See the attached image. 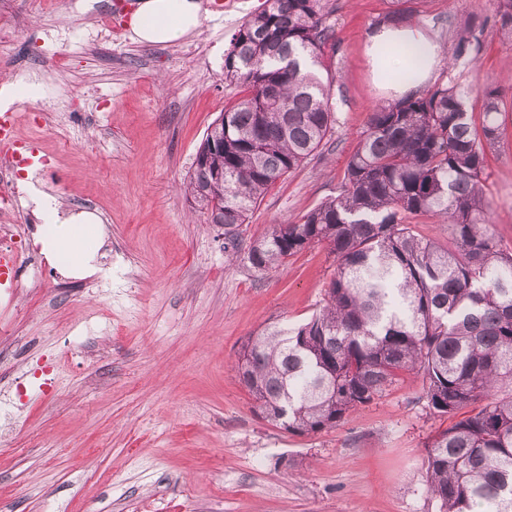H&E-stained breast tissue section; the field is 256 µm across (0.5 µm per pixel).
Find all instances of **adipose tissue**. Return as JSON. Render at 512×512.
Here are the masks:
<instances>
[{"instance_id": "1", "label": "adipose tissue", "mask_w": 512, "mask_h": 512, "mask_svg": "<svg viewBox=\"0 0 512 512\" xmlns=\"http://www.w3.org/2000/svg\"><path fill=\"white\" fill-rule=\"evenodd\" d=\"M203 19L200 0H138L129 24L138 41L169 45L197 29ZM367 55L372 71L393 96L402 97L423 86L440 61V47L424 32L412 28H382L370 37ZM43 247L74 272L87 270L102 240L91 212L70 216L48 209Z\"/></svg>"}]
</instances>
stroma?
<instances>
[{
    "label": "stroma",
    "instance_id": "1",
    "mask_svg": "<svg viewBox=\"0 0 512 512\" xmlns=\"http://www.w3.org/2000/svg\"><path fill=\"white\" fill-rule=\"evenodd\" d=\"M133 0H6L0 79L52 73L21 110L38 152L21 181L101 220L88 274L42 256L43 275L0 287V512H438L425 489L424 443L446 428L421 377L402 375L347 421L294 435L255 410L235 372L248 336L300 324L336 267L308 248L260 274L227 260L224 231L184 193L208 126L236 99L224 53L264 0H203L199 28L155 46L133 40ZM336 30V126L329 147L270 187L240 228L242 245L336 195L367 117L387 103L366 46L393 11L451 55L458 29L496 0H329ZM113 13V41L96 19ZM55 39L69 58L33 53ZM512 113V47L487 36L479 71ZM491 219L512 247V120L488 153Z\"/></svg>",
    "mask_w": 512,
    "mask_h": 512
}]
</instances>
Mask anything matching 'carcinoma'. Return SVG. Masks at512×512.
<instances>
[{"instance_id":"obj_1","label":"carcinoma","mask_w":512,"mask_h":512,"mask_svg":"<svg viewBox=\"0 0 512 512\" xmlns=\"http://www.w3.org/2000/svg\"><path fill=\"white\" fill-rule=\"evenodd\" d=\"M332 9L327 0H265L224 52L244 88L208 127L186 190L224 252L269 187L330 140L336 124ZM512 46V0L457 35L430 88L370 113L339 193L297 224H273L246 259L262 274L326 246L337 259L327 298L297 326L243 344L241 383L260 415L308 435L343 423L403 373L423 378L427 407L452 419L428 438L427 491L439 512H512V248L489 223L487 149L503 141L501 88L455 74L480 61L484 35ZM448 225V243L415 220Z\"/></svg>"}]
</instances>
